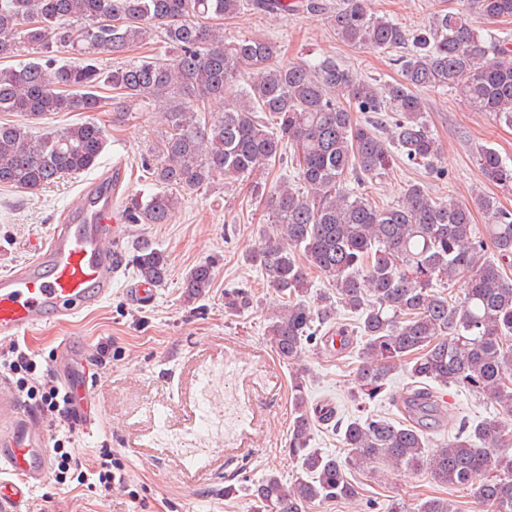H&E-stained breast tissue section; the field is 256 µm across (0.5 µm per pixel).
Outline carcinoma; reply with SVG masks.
<instances>
[{
	"label": "carcinoma",
	"instance_id": "carcinoma-1",
	"mask_svg": "<svg viewBox=\"0 0 512 512\" xmlns=\"http://www.w3.org/2000/svg\"><path fill=\"white\" fill-rule=\"evenodd\" d=\"M490 23L512 18V0H475ZM252 7L291 11L288 0H0V55L26 49L32 60L0 68V112L26 117L0 124V185L39 191L65 175L93 168L105 147L94 112L121 122L152 107L162 126L143 169L160 189L125 206L130 224H166L179 203L173 193L198 190L216 178H248L290 154L300 186L280 181L268 192L255 181L273 232L246 259L259 266L279 295L267 318L266 338L291 364L301 359L318 325L336 323L342 347L360 334V365L351 398L372 399L402 361L413 379L400 401L403 418L357 415L336 427L345 455L312 447L307 369L292 375L294 417L288 456L298 472L284 483L271 472L252 484L255 512H302L311 503L354 501L348 477L383 463L426 472L441 485L467 486L479 512H512V457L498 453L512 440V213L483 194L472 205L438 199L419 184L400 204L385 208L366 197L337 192L346 179L375 178L391 149L411 163L434 168L442 148L425 121L419 91L449 88L474 112L512 126V33L484 37L460 13H438L412 36L402 79L379 86L326 58L316 64L277 59L269 40L227 41L220 21ZM112 18L120 24L101 23ZM336 35L369 49H393L403 29L368 6L345 0L330 15ZM156 53L126 61L138 44ZM112 57L106 66L101 57ZM112 97L97 94L100 86ZM239 86L233 99L227 88ZM214 99L224 111H210ZM397 112L387 136L354 118L359 112ZM58 112L89 118L56 132L33 126ZM479 166L491 182L512 188V165L485 148ZM489 215L485 233L473 230L471 206ZM136 276L162 285L168 255L147 240L129 259ZM332 287L310 303L311 277ZM214 266L203 262L183 281L184 301L204 297ZM464 284V298L443 287ZM253 306L249 290L224 293V311ZM357 315L352 331L336 321L337 307ZM435 383L472 391L497 416L462 423L437 453L426 454L428 433L443 417ZM387 512H454L431 496L415 507L394 500Z\"/></svg>",
	"mask_w": 512,
	"mask_h": 512
}]
</instances>
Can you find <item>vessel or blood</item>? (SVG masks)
I'll list each match as a JSON object with an SVG mask.
<instances>
[{"mask_svg":"<svg viewBox=\"0 0 512 512\" xmlns=\"http://www.w3.org/2000/svg\"><path fill=\"white\" fill-rule=\"evenodd\" d=\"M111 176L90 183L54 225L34 260L0 274V338L93 309L112 294L119 270L112 246L114 225L124 215L113 206ZM51 467L47 435L33 411L15 406L9 425L0 428V474H17L0 484V512H23L28 490Z\"/></svg>","mask_w":512,"mask_h":512,"instance_id":"vessel-or-blood-1","label":"vessel or blood"}]
</instances>
